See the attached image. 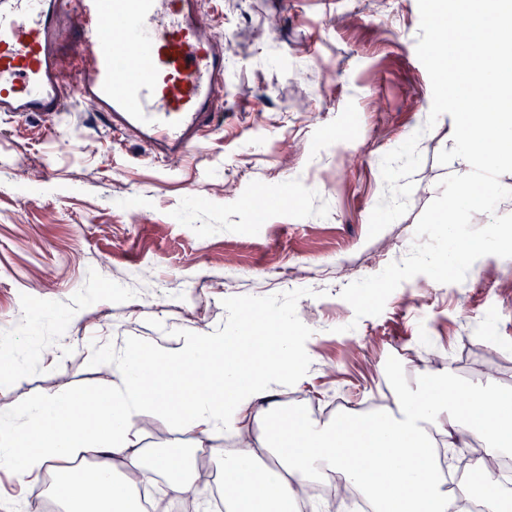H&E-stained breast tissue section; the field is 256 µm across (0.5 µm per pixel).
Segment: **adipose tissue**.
<instances>
[{"mask_svg": "<svg viewBox=\"0 0 512 512\" xmlns=\"http://www.w3.org/2000/svg\"><path fill=\"white\" fill-rule=\"evenodd\" d=\"M287 324L275 335L186 337L172 355L157 345L105 361L111 387L104 392L58 390L0 416V464L31 482L55 475L51 493L62 512H141L135 494L167 472L159 512H173L200 494L196 471L168 473L166 456L132 447L138 417L155 412L207 439L220 428L256 443L225 453L219 473L225 512H297L303 483L340 475L370 502L373 512H466L476 488L466 482L455 498L439 493L436 446L482 444L491 458L512 452V391L479 387L452 370L421 371L417 388L400 389L397 414L353 410L328 423L299 420L283 408L276 386L298 370ZM178 398L158 397V378ZM79 401L87 410L69 414ZM90 460L80 476L70 462Z\"/></svg>", "mask_w": 512, "mask_h": 512, "instance_id": "ef3b65f1", "label": "adipose tissue"}]
</instances>
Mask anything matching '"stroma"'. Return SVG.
Here are the masks:
<instances>
[{"label": "stroma", "mask_w": 512, "mask_h": 512, "mask_svg": "<svg viewBox=\"0 0 512 512\" xmlns=\"http://www.w3.org/2000/svg\"><path fill=\"white\" fill-rule=\"evenodd\" d=\"M201 21L232 63L222 120L179 167L114 138L88 101L50 123L0 120V349L24 369L0 410L59 386L106 389L90 351L175 349L236 327L246 306L287 314L302 365L279 392L305 412L337 391L360 407L416 386L426 367L512 390V262L482 257L459 284L415 276L359 320L343 282L322 277L349 262L356 281L402 260L440 181L467 169L437 160L452 118L425 126L417 0H206ZM415 133L408 210L369 237L381 160ZM258 190L272 201L262 212L248 204ZM34 311L36 324L17 318ZM137 428V448L196 445L159 414Z\"/></svg>", "instance_id": "1"}]
</instances>
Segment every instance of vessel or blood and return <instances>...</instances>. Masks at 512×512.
Wrapping results in <instances>:
<instances>
[{
	"mask_svg": "<svg viewBox=\"0 0 512 512\" xmlns=\"http://www.w3.org/2000/svg\"><path fill=\"white\" fill-rule=\"evenodd\" d=\"M203 0H0V115L61 118L94 102L113 136L167 165L199 148L224 105L228 47L201 24ZM75 13L82 26L65 32ZM79 57L70 85L58 77Z\"/></svg>",
	"mask_w": 512,
	"mask_h": 512,
	"instance_id": "vessel-or-blood-1",
	"label": "vessel or blood"
}]
</instances>
